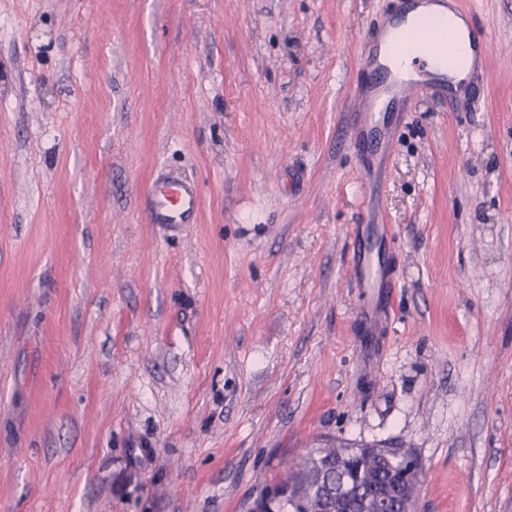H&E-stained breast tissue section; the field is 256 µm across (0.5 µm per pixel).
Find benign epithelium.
Instances as JSON below:
<instances>
[{
    "label": "benign epithelium",
    "mask_w": 512,
    "mask_h": 512,
    "mask_svg": "<svg viewBox=\"0 0 512 512\" xmlns=\"http://www.w3.org/2000/svg\"><path fill=\"white\" fill-rule=\"evenodd\" d=\"M308 458L311 472L300 480L296 471L288 474V504L317 494L330 512H412L407 505L418 496L423 466L411 450L340 441L332 451L313 449ZM329 469L336 473L334 483L323 480Z\"/></svg>",
    "instance_id": "1"
}]
</instances>
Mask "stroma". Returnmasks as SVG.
<instances>
[{
  "label": "stroma",
  "instance_id": "stroma-1",
  "mask_svg": "<svg viewBox=\"0 0 512 512\" xmlns=\"http://www.w3.org/2000/svg\"><path fill=\"white\" fill-rule=\"evenodd\" d=\"M481 100L346 114L398 0H0V512H250L326 439L512 512V0ZM198 188L148 221L150 183ZM357 224H386L369 335ZM152 224H192L199 209L194 185L174 175L156 179L149 189Z\"/></svg>",
  "mask_w": 512,
  "mask_h": 512
}]
</instances>
